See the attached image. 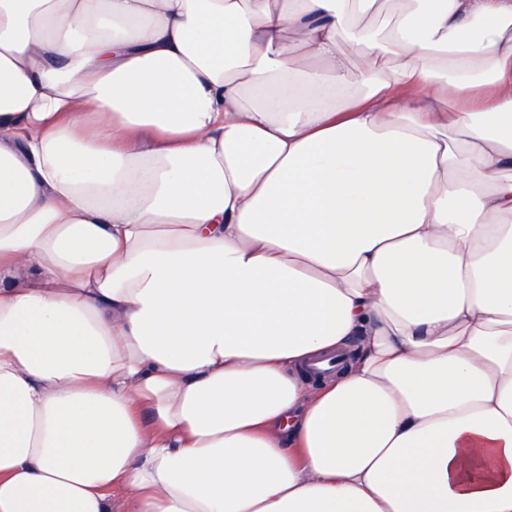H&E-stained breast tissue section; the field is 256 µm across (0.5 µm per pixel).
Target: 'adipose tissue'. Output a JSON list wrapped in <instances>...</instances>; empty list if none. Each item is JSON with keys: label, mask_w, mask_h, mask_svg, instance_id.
I'll use <instances>...</instances> for the list:
<instances>
[{"label": "adipose tissue", "mask_w": 512, "mask_h": 512, "mask_svg": "<svg viewBox=\"0 0 512 512\" xmlns=\"http://www.w3.org/2000/svg\"><path fill=\"white\" fill-rule=\"evenodd\" d=\"M386 2L0 0V512H512V0Z\"/></svg>", "instance_id": "1"}]
</instances>
